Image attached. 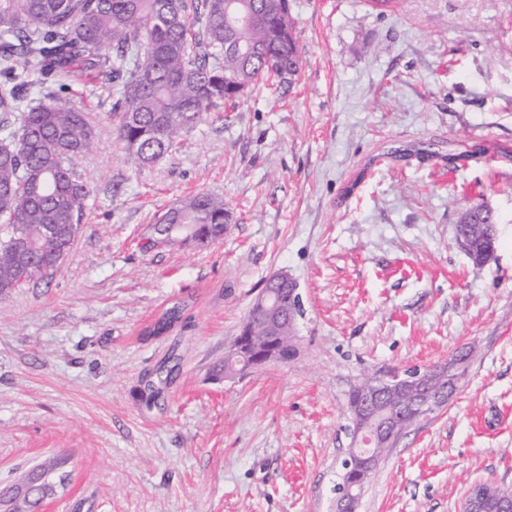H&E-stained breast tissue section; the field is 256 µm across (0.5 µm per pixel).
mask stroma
Returning a JSON list of instances; mask_svg holds the SVG:
<instances>
[{"label": "stroma", "instance_id": "stroma-1", "mask_svg": "<svg viewBox=\"0 0 512 512\" xmlns=\"http://www.w3.org/2000/svg\"><path fill=\"white\" fill-rule=\"evenodd\" d=\"M288 10L292 85L207 112L141 169L114 89L84 76L63 94L95 126L72 164L91 195L57 271L0 299V488L65 456L52 512H331L351 386L467 347L448 406L381 459L358 512H461L474 482L512 487V0ZM202 192L232 215L223 240L149 247ZM479 204L500 217L481 265L455 234ZM277 273L301 297L296 357L224 378ZM176 302L183 322L146 335Z\"/></svg>", "mask_w": 512, "mask_h": 512}]
</instances>
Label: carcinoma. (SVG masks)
I'll return each mask as SVG.
<instances>
[{
  "mask_svg": "<svg viewBox=\"0 0 512 512\" xmlns=\"http://www.w3.org/2000/svg\"><path fill=\"white\" fill-rule=\"evenodd\" d=\"M279 21L230 29L224 0H0V296L48 276L73 249L90 187L71 162L93 150L96 132L88 113L59 101L80 74L117 89V135L140 140L128 160L145 166L171 152L180 132L220 105L232 112L237 99L214 82L222 71L250 86L277 77L292 82L300 50L293 21L288 43ZM242 54L224 53V42ZM24 74L37 77L39 97H29ZM170 235L191 234L214 243L224 237V198L197 194L166 210ZM168 308L147 330L159 336L181 319ZM281 363L297 354L294 327L276 332ZM362 383L348 394L352 428L366 427L359 411ZM56 457L30 468L34 484L26 502L0 489V512H37L54 491Z\"/></svg>",
  "mask_w": 512,
  "mask_h": 512,
  "instance_id": "1",
  "label": "carcinoma"
}]
</instances>
